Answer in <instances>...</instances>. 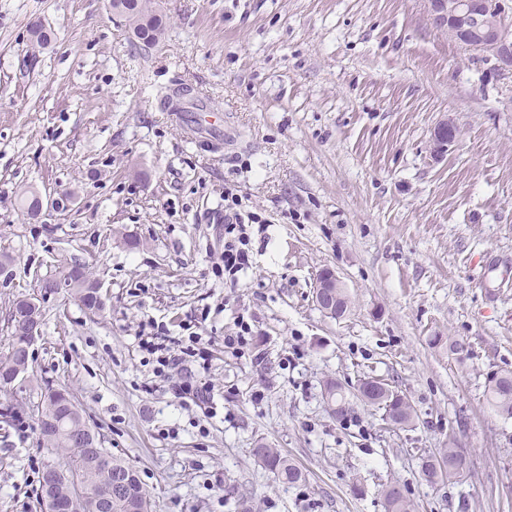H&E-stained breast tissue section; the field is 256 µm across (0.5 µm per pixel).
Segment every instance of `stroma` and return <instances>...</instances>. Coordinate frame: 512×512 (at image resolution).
I'll return each instance as SVG.
<instances>
[{
    "mask_svg": "<svg viewBox=\"0 0 512 512\" xmlns=\"http://www.w3.org/2000/svg\"><path fill=\"white\" fill-rule=\"evenodd\" d=\"M155 3L165 34L150 45L110 0H0V251L14 258L0 320L32 294L46 312L28 378L0 405L69 390L152 512H236L237 491L257 512H385L390 482L418 512H512V419L484 397L491 372L512 370V77L450 41L424 0ZM185 86L206 112L176 111ZM445 117L459 139L437 156ZM28 190L70 205L28 219ZM229 190L265 220L234 285L215 270ZM70 259L101 281L98 314L41 292ZM325 268L352 300L340 320L314 302ZM150 321L201 336L217 415L175 397L185 371L144 359ZM243 321L253 334L235 354L224 339ZM367 376L409 398L412 424L360 401ZM26 424L0 422V512H40L59 461ZM260 442L305 482L258 466ZM450 445L463 474L427 483L421 454Z\"/></svg>",
    "mask_w": 512,
    "mask_h": 512,
    "instance_id": "1",
    "label": "stroma"
}]
</instances>
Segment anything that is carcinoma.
<instances>
[{
	"mask_svg": "<svg viewBox=\"0 0 512 512\" xmlns=\"http://www.w3.org/2000/svg\"><path fill=\"white\" fill-rule=\"evenodd\" d=\"M152 0H110L111 8L126 19L138 39L154 44L164 31L163 19L152 10ZM61 281L78 297L88 311L101 308L98 283L86 265L72 261L61 271ZM45 321L41 306H35L22 297L15 299L8 312L10 349L0 357V386L13 382L15 372L29 365V351L23 348L22 330L31 317ZM361 399L383 410L391 424L405 426L413 419V407L384 380L365 377L360 380ZM325 394L338 418L344 417L348 407L340 385L330 382ZM485 398L500 415L512 418V370L493 372L487 378ZM42 437L63 459L55 473L42 472L39 496L42 509L49 512H145L150 508L148 490L138 471L122 459L112 458V471L105 472L97 462L93 448L98 440L90 431L70 394L50 385L45 387L41 403L34 409ZM253 456L284 484L296 485L305 481L302 469L276 448L261 443L252 449ZM463 459L457 448H441L433 455L421 458V471L431 484L458 476L456 466ZM120 475L125 483L112 487V496L103 497V488ZM385 512H414V505L396 484L382 489Z\"/></svg>",
	"mask_w": 512,
	"mask_h": 512,
	"instance_id": "cac0c4a2",
	"label": "carcinoma"
}]
</instances>
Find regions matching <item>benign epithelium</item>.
Instances as JSON below:
<instances>
[{"label": "benign epithelium", "mask_w": 512, "mask_h": 512, "mask_svg": "<svg viewBox=\"0 0 512 512\" xmlns=\"http://www.w3.org/2000/svg\"><path fill=\"white\" fill-rule=\"evenodd\" d=\"M427 17L433 25L448 32V37L495 60L502 73H512V3L509 0H425ZM454 123L444 118L434 127V154H443L458 140ZM340 277L331 269L318 274L315 296L318 306L329 315L336 310Z\"/></svg>", "instance_id": "7a95c632"}]
</instances>
